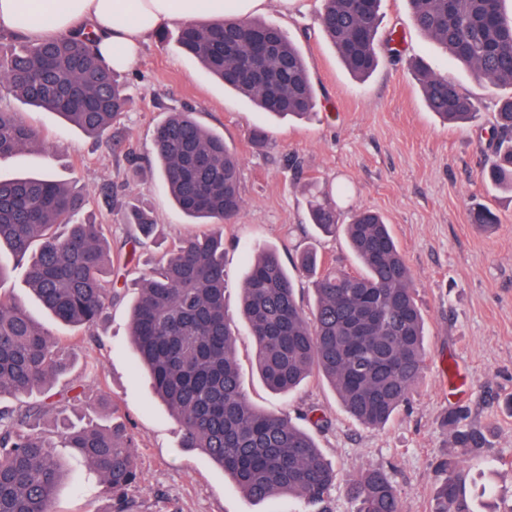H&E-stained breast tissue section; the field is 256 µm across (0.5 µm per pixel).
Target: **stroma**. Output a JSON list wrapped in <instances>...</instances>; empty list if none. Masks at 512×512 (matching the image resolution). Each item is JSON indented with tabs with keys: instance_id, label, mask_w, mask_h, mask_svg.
<instances>
[{
	"instance_id": "obj_1",
	"label": "stroma",
	"mask_w": 512,
	"mask_h": 512,
	"mask_svg": "<svg viewBox=\"0 0 512 512\" xmlns=\"http://www.w3.org/2000/svg\"><path fill=\"white\" fill-rule=\"evenodd\" d=\"M321 9L322 0H295L285 11L269 0L261 14L298 44L308 65L318 103L303 120L273 117L224 89L178 47L173 27L166 41L151 39L130 68L131 102L112 127L111 146L54 113L0 97V107L23 113L54 146L50 155L33 148L0 161V177L46 172L78 185L88 200L82 221L108 225L112 249L122 255L112 271V303L88 332L53 323L19 272L0 282V294L25 306L71 351L70 374L93 395L72 411V420L102 423L111 407L134 433L142 479L129 496L137 512H313L285 495L253 501L201 451L181 447L176 421L136 365L129 312L140 278L180 238L210 230L174 207L150 154L155 126L172 109L192 110L223 135L241 164L243 207L224 226V307L236 334L243 393L253 406L311 431L337 473L328 512H356L348 486L372 468L391 475L403 512H433L437 465L451 458L459 462L470 512H512V411L506 406L512 398V194L489 189L482 178L493 113L501 98L512 96V86L489 84L454 64L416 29L406 0H381V63L367 80H356L321 33ZM415 59L454 81L482 121L443 124L423 99L410 66ZM256 129L267 135L264 146L251 140ZM314 198L344 218L362 209L385 216L424 314L425 372L408 403L381 427L355 421L316 374L291 393L270 391L256 373L255 346L239 316L245 273L263 248L279 250L307 313L315 292L298 264L302 253H316L325 266L357 269L344 237L323 236L310 223ZM476 200L493 209L498 224H472ZM134 207L147 208L155 220L150 239L137 247L131 244L136 230L125 222ZM459 406L467 408L469 422L490 429L487 447L477 454H462L442 424ZM316 417L325 428L313 426ZM57 454L66 477L55 512H107L109 494L88 465L66 449Z\"/></svg>"
}]
</instances>
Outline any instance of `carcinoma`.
Listing matches in <instances>:
<instances>
[{
  "mask_svg": "<svg viewBox=\"0 0 512 512\" xmlns=\"http://www.w3.org/2000/svg\"><path fill=\"white\" fill-rule=\"evenodd\" d=\"M416 27L450 57L493 85H512V18L503 0H407ZM380 0H323L320 29L347 70L364 79L379 65L375 43ZM272 36L264 53L249 35ZM17 46L0 54V94L54 112L100 140L129 105L122 82L94 49L88 35L68 34L34 42L13 33ZM177 42L224 86L278 117L303 118L317 97L307 63L288 35L259 18H224L179 28ZM228 66L241 71L224 80ZM427 107L449 124H474L478 107L450 81L420 61L414 63ZM45 144V135L21 112L0 109V160ZM152 152L179 210L204 235H189L138 283L131 308V336L154 389L180 426L181 447L196 448L227 473L254 501L288 494L315 507L336 483L313 436L286 416L266 413L244 397L235 354V333L224 314V229L243 206L240 161L224 137L202 126L188 110H173L157 126ZM485 179L512 191V97L498 102L488 142ZM192 173L182 175L184 168ZM76 188L46 176L0 178V249L24 270L25 283L56 323L86 331L112 298L107 280L112 257L99 224H75L86 205ZM310 219L317 230L342 234L359 264L349 272L320 268L316 254L300 257L314 277L312 317H306L280 253L264 248L250 262L241 288L240 313L250 329L258 374L275 393L296 389L318 373L335 389L359 423H386L407 401L425 366V322L411 288V274L384 217L355 212L340 223L336 208L315 201ZM483 227L498 223L483 203L470 211ZM65 369L54 335L27 309L0 295V397L42 399L23 408H0V512H52L64 479L52 445L30 431L46 416L87 398L73 383L52 392ZM444 425L456 447L476 453L488 444L484 429L465 423L462 408ZM60 447L83 458L105 484L113 512H134L128 491L141 479L139 446L122 423L63 424ZM434 512H463L456 463H441ZM357 512H402L390 474L368 470L349 486Z\"/></svg>",
  "mask_w": 512,
  "mask_h": 512,
  "instance_id": "obj_1",
  "label": "carcinoma"
}]
</instances>
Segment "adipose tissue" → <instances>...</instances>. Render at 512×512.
<instances>
[{
    "mask_svg": "<svg viewBox=\"0 0 512 512\" xmlns=\"http://www.w3.org/2000/svg\"><path fill=\"white\" fill-rule=\"evenodd\" d=\"M267 0H0V31L44 41L86 28L97 49L116 70L129 69L143 46L162 29L200 18H248Z\"/></svg>",
    "mask_w": 512,
    "mask_h": 512,
    "instance_id": "obj_1",
    "label": "adipose tissue"
}]
</instances>
